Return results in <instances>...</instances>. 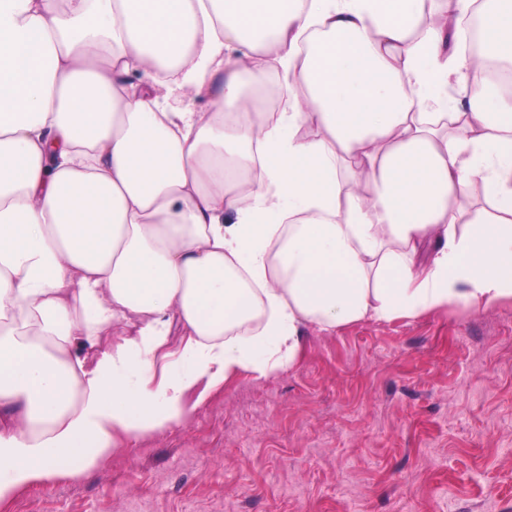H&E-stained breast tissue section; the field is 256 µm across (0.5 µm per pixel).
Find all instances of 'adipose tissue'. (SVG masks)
<instances>
[{
	"label": "adipose tissue",
	"mask_w": 512,
	"mask_h": 512,
	"mask_svg": "<svg viewBox=\"0 0 512 512\" xmlns=\"http://www.w3.org/2000/svg\"><path fill=\"white\" fill-rule=\"evenodd\" d=\"M476 4L512 66V0L419 38L426 0H0V501L292 368L305 325L512 298V90L466 62ZM476 182L491 208L462 205Z\"/></svg>",
	"instance_id": "adipose-tissue-1"
}]
</instances>
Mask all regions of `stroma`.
Returning <instances> with one entry per match:
<instances>
[{
  "mask_svg": "<svg viewBox=\"0 0 512 512\" xmlns=\"http://www.w3.org/2000/svg\"><path fill=\"white\" fill-rule=\"evenodd\" d=\"M0 512H512V300L304 328L289 371Z\"/></svg>",
  "mask_w": 512,
  "mask_h": 512,
  "instance_id": "obj_1",
  "label": "stroma"
}]
</instances>
